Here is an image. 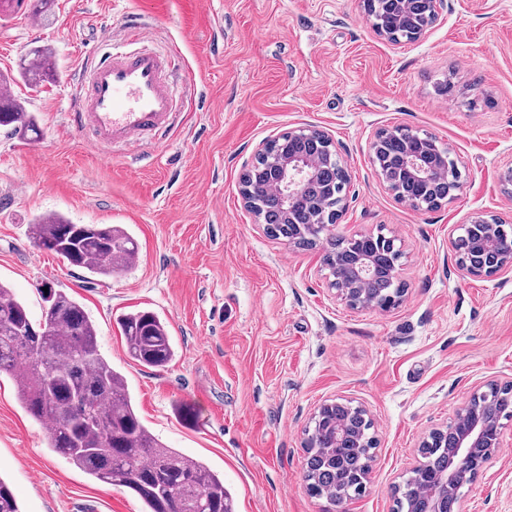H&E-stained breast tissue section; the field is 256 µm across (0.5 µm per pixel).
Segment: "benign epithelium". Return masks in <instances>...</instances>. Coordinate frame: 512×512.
Returning a JSON list of instances; mask_svg holds the SVG:
<instances>
[{
  "instance_id": "7a95c632",
  "label": "benign epithelium",
  "mask_w": 512,
  "mask_h": 512,
  "mask_svg": "<svg viewBox=\"0 0 512 512\" xmlns=\"http://www.w3.org/2000/svg\"><path fill=\"white\" fill-rule=\"evenodd\" d=\"M445 0H361L365 16L373 31L396 44L417 42L437 22ZM288 138L302 145V149L279 153L267 158L268 180L260 183L256 180V163L245 166L240 177V195L245 206L263 217L261 197L265 192L277 193L282 201V218L292 220L295 208H300L308 216L317 242L325 239L321 258L322 270L330 288L336 290V296L355 309L389 308L401 300L404 283L400 279L398 259L383 261L372 253L352 254L348 250V241L342 238L326 236V232L338 223L344 209L346 187L336 195H317L308 197L303 194L308 181L315 178L323 169V164H333L345 184L349 183V174L339 156L336 142L331 134L313 126L287 131ZM400 139L403 145L404 169L406 176L426 184L432 192L429 199L410 198L403 195L399 181L388 176V171L380 160L382 144L391 138ZM437 138L420 135L419 132L395 127L376 133L370 145L371 159L378 176L399 200L410 207L420 210L440 208L457 198L462 188L461 182L446 192H436V186L447 181V153H434ZM463 233L474 234L471 251L461 255L459 239H454L456 252V270L463 276H492L499 272L512 270V240L502 242L503 220L497 217L476 216L469 223L461 225ZM384 279L394 288L391 300L373 298L367 290V283ZM505 391L512 396V383L488 384V391L474 396L443 429L431 432V435L449 437L453 452L448 456V470L436 482L427 484L428 494L439 503L448 499L465 483L474 481L479 473L491 462L498 448L503 444L502 426L485 415L486 400L490 392ZM343 409L344 414L336 418V447L348 443L358 448H373L376 437L369 434L373 423L367 412L360 406H352L336 400L322 404L312 418L318 422L325 413Z\"/></svg>"
}]
</instances>
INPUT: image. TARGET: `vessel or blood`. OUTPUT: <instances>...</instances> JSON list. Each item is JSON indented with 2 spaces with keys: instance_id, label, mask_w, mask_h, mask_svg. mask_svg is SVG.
Masks as SVG:
<instances>
[{
  "instance_id": "b4317fda",
  "label": "vessel or blood",
  "mask_w": 512,
  "mask_h": 512,
  "mask_svg": "<svg viewBox=\"0 0 512 512\" xmlns=\"http://www.w3.org/2000/svg\"><path fill=\"white\" fill-rule=\"evenodd\" d=\"M164 69L161 57L147 49L97 55L78 76L71 124L90 130L92 145L106 151L150 132L164 134L175 113Z\"/></svg>"
}]
</instances>
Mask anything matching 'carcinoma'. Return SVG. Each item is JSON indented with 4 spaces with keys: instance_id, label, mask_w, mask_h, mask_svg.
Wrapping results in <instances>:
<instances>
[{
    "instance_id": "cac0c4a2",
    "label": "carcinoma",
    "mask_w": 512,
    "mask_h": 512,
    "mask_svg": "<svg viewBox=\"0 0 512 512\" xmlns=\"http://www.w3.org/2000/svg\"><path fill=\"white\" fill-rule=\"evenodd\" d=\"M55 68L52 52L29 51L19 76L38 86ZM0 127L24 138L36 122L13 94L0 95ZM74 224L46 215L28 225L38 247L62 257L91 276H110L133 267L135 238L120 225L97 224L89 235H71ZM42 319L34 322L11 289L0 284V375L15 379L24 410L48 425V443L91 477L133 491L145 512H233L224 480L203 462L165 447L138 415L125 377L99 353L97 330L82 305L47 286ZM129 356L142 366L163 369L176 356L166 323L149 309L118 319ZM41 332L32 336L29 330ZM305 478L323 494L356 493L367 471L364 448L329 446L324 437L307 447ZM423 469L441 471L446 448H423ZM410 476L397 500L398 512L427 507ZM0 512H22L9 483L0 477Z\"/></svg>"
}]
</instances>
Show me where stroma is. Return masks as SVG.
I'll return each instance as SVG.
<instances>
[{"instance_id":"1","label":"stroma","mask_w":512,"mask_h":512,"mask_svg":"<svg viewBox=\"0 0 512 512\" xmlns=\"http://www.w3.org/2000/svg\"><path fill=\"white\" fill-rule=\"evenodd\" d=\"M131 14L146 44L173 53L180 105L166 137L106 155L69 113L99 40L129 43ZM35 46L56 68L29 88L18 64ZM0 74L41 131L23 140L0 129V283L36 321L44 284L74 297L143 423L223 477L234 512H323L303 445L315 410L337 399L366 409L378 440L367 489L346 512H396L394 488L423 438L486 384L512 381V271L460 278L452 245L474 216L512 222L500 184L512 163V0H446L424 38L400 45L373 31L359 0H55L36 26L0 24ZM309 126L334 137L351 176L334 234L381 233L402 253L406 292L393 308L347 306L320 247L266 234L244 205L240 175L257 148ZM395 126L449 148L463 176L457 199L422 211L387 190L369 143ZM50 213L122 225L137 263L87 281L29 238ZM143 308L175 343L166 368L127 355L117 319ZM0 476L22 512H143L129 489L49 448L6 374ZM458 508L512 512V419Z\"/></svg>"}]
</instances>
